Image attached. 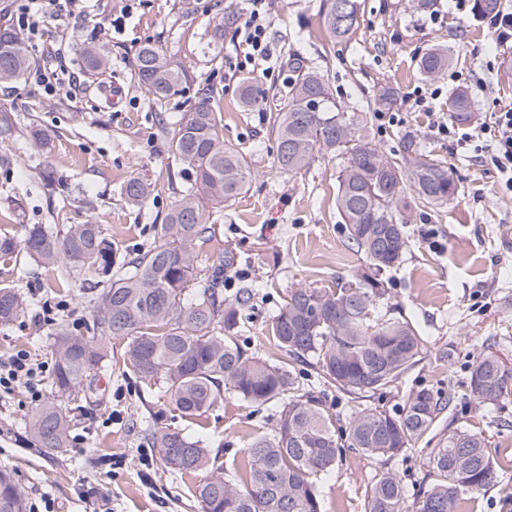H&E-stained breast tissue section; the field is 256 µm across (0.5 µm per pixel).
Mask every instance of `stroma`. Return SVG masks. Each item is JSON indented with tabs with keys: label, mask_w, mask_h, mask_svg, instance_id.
<instances>
[{
	"label": "stroma",
	"mask_w": 512,
	"mask_h": 512,
	"mask_svg": "<svg viewBox=\"0 0 512 512\" xmlns=\"http://www.w3.org/2000/svg\"><path fill=\"white\" fill-rule=\"evenodd\" d=\"M319 2L269 0L272 51L252 64L244 58L239 26L224 25L225 13L244 15L246 0H62L48 6L27 46L31 71L0 84V113L16 120L12 138L0 141V236L21 238L28 224L56 232L95 222L111 241L116 261L149 249L157 242L155 225L189 184L170 150L172 133L201 89L217 88L224 143L243 156L254 176L248 189L212 213V237L198 248L199 269L207 271L224 249L233 250L237 263L224 273L225 299H234L242 284L257 288L238 341L259 357L282 360L272 319L289 291L350 281L365 258L350 247L336 210L339 159L320 157L309 170L282 173L270 115L296 80L301 61L320 66L336 100L352 106L378 86L396 88L390 113L368 112L370 137L389 154L404 132H413L421 149L453 172L460 191L408 227L410 250L387 275L388 304L412 319L424 348L392 390L367 403L393 412L411 390L455 383V415L483 432L501 473L496 487L460 502L461 512H512V395L480 408L465 398L463 387L469 365L484 348L512 365V194L488 153L453 148L436 130L439 122L450 121L448 99L459 89L473 102L470 126L512 108V40L500 42L472 7L456 11L448 0H435L426 11L414 10L411 0H363L359 28L335 44L324 31ZM117 17L124 27L114 34ZM145 42L181 61L193 83L154 102L131 66ZM436 46L447 48L451 63L439 78L429 79L419 62ZM89 48L107 57L106 72L86 68ZM59 67L73 85L47 95L37 73ZM245 78L267 90L266 104L240 107ZM115 80L125 89L118 108L106 98ZM417 91L425 97L420 107L409 102ZM36 130L46 135L44 145L35 144ZM135 176L154 187L138 206L121 193ZM109 279L103 270L80 267L63 277L24 254L0 260V286L17 288L26 299L20 315L0 325V358L24 349L52 365L58 330L85 333ZM50 395L45 378L37 392L19 388L0 396V468L11 471L26 512H92L97 502L110 512H200L191 495L196 477L179 478L164 467L145 432L149 424L185 427L169 398L133 373L99 370L70 413L67 451L51 455L26 429L29 415ZM201 420L211 448L220 450L231 471L241 466L249 441L276 426L278 415L228 397ZM144 454L151 456V466L141 465ZM425 461L421 451L390 461L346 451L319 486L323 512H365L366 492L386 470L401 477L408 492L404 512H413ZM90 489L97 491V502L85 499Z\"/></svg>",
	"instance_id": "stroma-1"
}]
</instances>
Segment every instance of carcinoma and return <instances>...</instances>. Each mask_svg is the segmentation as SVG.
<instances>
[{
  "instance_id": "carcinoma-1",
  "label": "carcinoma",
  "mask_w": 512,
  "mask_h": 512,
  "mask_svg": "<svg viewBox=\"0 0 512 512\" xmlns=\"http://www.w3.org/2000/svg\"><path fill=\"white\" fill-rule=\"evenodd\" d=\"M361 10L362 0H320L319 5L335 41L352 36ZM449 63L447 51L432 48L421 58L420 70L437 77ZM29 64L24 42L0 30V82L20 79ZM131 65L155 102L182 92L189 81L182 63L151 42L137 49ZM396 96L395 88L384 86L366 104L349 107L335 100L327 77L312 65L303 69L272 116L283 171L308 168L319 156L342 159L336 208L348 243L366 259L353 274L355 287L294 288L274 317L278 346L293 360L312 361L316 383L300 391L291 363H271L238 343L242 308L252 292L247 288L232 301L224 299V270L236 262L232 252L217 256L210 275L197 274L195 246L210 240V209L241 194L253 178L241 156L224 146L218 101L210 92L182 115L172 136V153L193 183L164 223L156 225L159 242L112 275L97 296L90 335L62 329L54 338L53 398L28 422L34 442L47 453L68 447L70 419L61 400L84 389L92 373L112 368L109 344L120 338L126 341V367L169 397L188 422L183 429L155 430L152 444L173 473L201 475L192 491L201 512H322L318 482L333 471L345 449L389 460L413 450L451 411L453 384L446 390L412 391L394 413L360 407L345 426L321 395L324 386L353 399L389 390L421 353L423 338L409 318L400 311L379 313L386 303L384 274L410 249L407 227L414 210L448 203L459 187L448 167L419 149L413 134L403 136L401 150L389 156L365 133L366 112L392 104ZM267 99L258 83L245 79L240 84L241 108ZM305 101L319 108L306 112ZM448 111L458 121L469 118L466 92L451 95ZM122 192L138 204L151 194V184L132 177ZM21 252L57 268L87 265L109 272L114 264L112 243L94 223L70 226L62 234L31 224L20 240L0 237V259ZM24 304L18 289L0 287V324L13 321ZM464 387L477 405L494 406L512 394V366L484 350L468 367ZM227 395L258 409L280 407L275 428L248 443L244 470L237 474L224 472L219 453L196 429V418ZM499 482L487 438L453 417L429 454L416 512H456L463 497L474 498ZM405 498L398 475L384 471L367 492L366 512H402ZM0 512H26L6 469H0Z\"/></svg>"
}]
</instances>
